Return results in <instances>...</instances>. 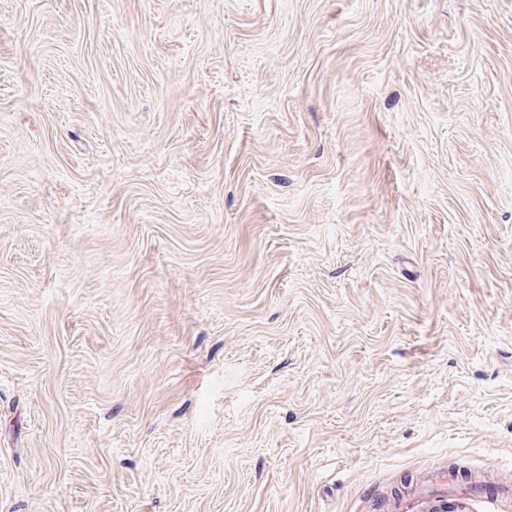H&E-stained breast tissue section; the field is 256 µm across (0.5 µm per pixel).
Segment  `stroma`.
Listing matches in <instances>:
<instances>
[{"mask_svg":"<svg viewBox=\"0 0 512 512\" xmlns=\"http://www.w3.org/2000/svg\"><path fill=\"white\" fill-rule=\"evenodd\" d=\"M512 0H0V512H512Z\"/></svg>","mask_w":512,"mask_h":512,"instance_id":"35a3bbf8","label":"stroma"}]
</instances>
